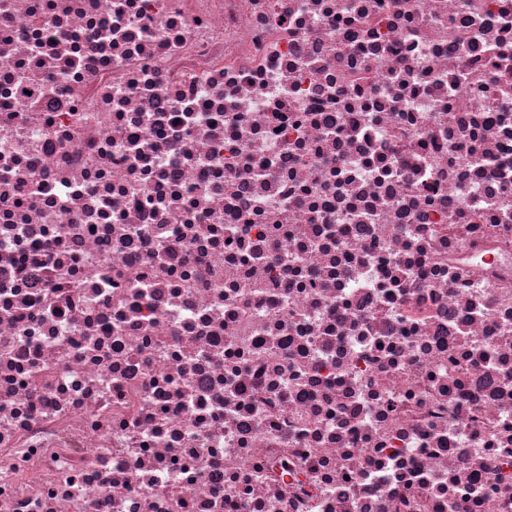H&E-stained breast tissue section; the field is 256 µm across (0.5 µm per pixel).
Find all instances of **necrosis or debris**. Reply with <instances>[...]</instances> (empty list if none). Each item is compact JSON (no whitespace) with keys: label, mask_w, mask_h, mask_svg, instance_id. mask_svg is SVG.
I'll list each match as a JSON object with an SVG mask.
<instances>
[{"label":"necrosis or debris","mask_w":512,"mask_h":512,"mask_svg":"<svg viewBox=\"0 0 512 512\" xmlns=\"http://www.w3.org/2000/svg\"><path fill=\"white\" fill-rule=\"evenodd\" d=\"M0 512H512V0H0Z\"/></svg>","instance_id":"obj_1"}]
</instances>
